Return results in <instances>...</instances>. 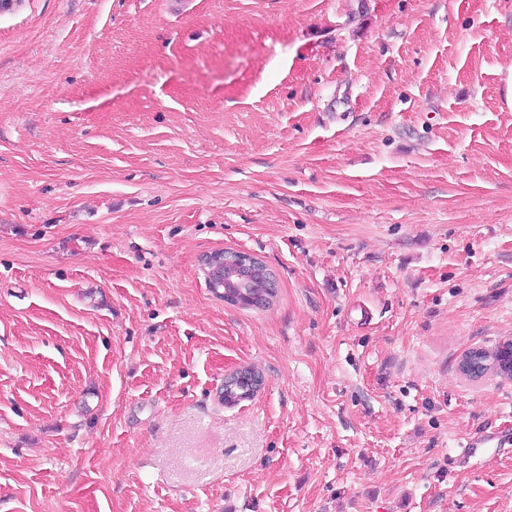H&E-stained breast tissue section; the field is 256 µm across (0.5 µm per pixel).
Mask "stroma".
<instances>
[{
	"label": "stroma",
	"mask_w": 512,
	"mask_h": 512,
	"mask_svg": "<svg viewBox=\"0 0 512 512\" xmlns=\"http://www.w3.org/2000/svg\"><path fill=\"white\" fill-rule=\"evenodd\" d=\"M508 338L512 0L0 12V512H512ZM262 284H263V274L259 273L253 279L251 288H240L241 291H237V290L229 291L228 294H225V289H224V295H219L215 291H213L211 289L210 290L215 295L224 298V302H226V303H229L228 297L231 296V298L233 299L232 302L234 303V305H239V306L245 307V308L266 309V308H269L271 305L264 306V307H257L253 304V302L251 300L252 295H258L264 290V288H261Z\"/></svg>",
	"instance_id": "35a3bbf8"
}]
</instances>
